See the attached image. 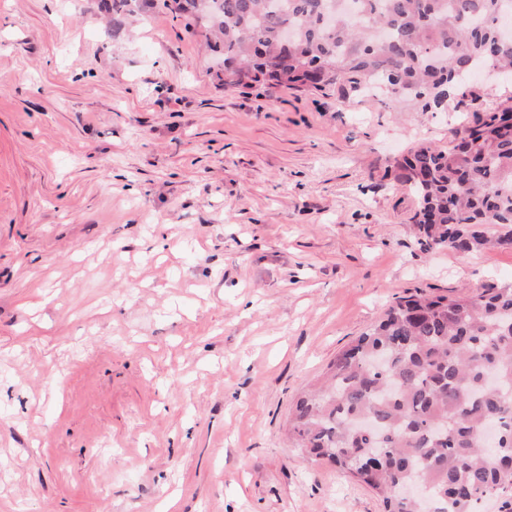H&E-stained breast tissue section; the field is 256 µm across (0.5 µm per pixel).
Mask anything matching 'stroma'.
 Returning <instances> with one entry per match:
<instances>
[{
    "label": "stroma",
    "instance_id": "1",
    "mask_svg": "<svg viewBox=\"0 0 512 512\" xmlns=\"http://www.w3.org/2000/svg\"><path fill=\"white\" fill-rule=\"evenodd\" d=\"M110 3L0 0V512H383L291 408L398 298L512 283L423 250L390 172L512 79L247 92L206 27Z\"/></svg>",
    "mask_w": 512,
    "mask_h": 512
}]
</instances>
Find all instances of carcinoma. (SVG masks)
<instances>
[{
  "instance_id": "carcinoma-1",
  "label": "carcinoma",
  "mask_w": 512,
  "mask_h": 512,
  "mask_svg": "<svg viewBox=\"0 0 512 512\" xmlns=\"http://www.w3.org/2000/svg\"><path fill=\"white\" fill-rule=\"evenodd\" d=\"M219 34L232 85L321 91L346 84L427 108L466 91L458 68L512 76L501 21L512 0H185ZM298 36L283 40L285 30ZM446 150L395 160L417 199L418 243L512 250V109L479 114ZM290 431L380 497L384 512H512V287L412 295L339 351L296 400ZM418 486L408 503L396 487Z\"/></svg>"
}]
</instances>
